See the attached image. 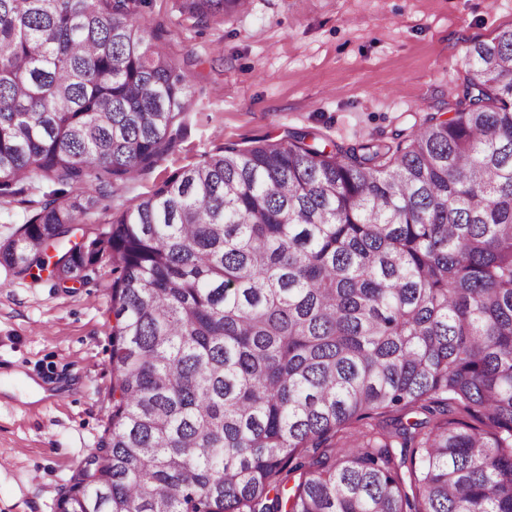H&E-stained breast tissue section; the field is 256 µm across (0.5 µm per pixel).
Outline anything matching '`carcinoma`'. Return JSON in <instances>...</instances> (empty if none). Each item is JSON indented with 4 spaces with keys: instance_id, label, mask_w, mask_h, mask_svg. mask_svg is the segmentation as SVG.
I'll return each instance as SVG.
<instances>
[{
    "instance_id": "carcinoma-1",
    "label": "carcinoma",
    "mask_w": 512,
    "mask_h": 512,
    "mask_svg": "<svg viewBox=\"0 0 512 512\" xmlns=\"http://www.w3.org/2000/svg\"><path fill=\"white\" fill-rule=\"evenodd\" d=\"M143 4L0 0V201L55 186L0 266L114 274L107 438L58 512H512V28L394 146L226 144L91 235L190 102Z\"/></svg>"
}]
</instances>
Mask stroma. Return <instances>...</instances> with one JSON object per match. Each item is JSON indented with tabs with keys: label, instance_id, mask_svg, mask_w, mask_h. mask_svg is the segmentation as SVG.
I'll list each match as a JSON object with an SVG mask.
<instances>
[{
	"label": "stroma",
	"instance_id": "obj_1",
	"mask_svg": "<svg viewBox=\"0 0 512 512\" xmlns=\"http://www.w3.org/2000/svg\"><path fill=\"white\" fill-rule=\"evenodd\" d=\"M184 0H146L141 20L192 72L182 134L91 215L90 230L177 169L223 145L248 148L294 129L345 146L451 116L465 78L449 61L512 27V0H250L205 23ZM0 207V243L25 223V182ZM112 267L66 294L0 269V512H57L62 488L98 447L112 411ZM46 395L23 402L26 380Z\"/></svg>",
	"mask_w": 512,
	"mask_h": 512
}]
</instances>
